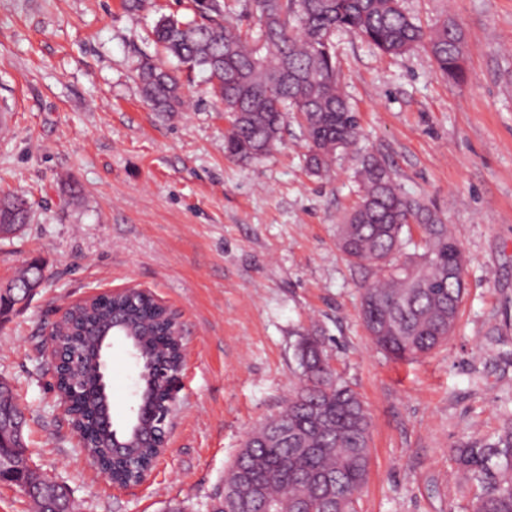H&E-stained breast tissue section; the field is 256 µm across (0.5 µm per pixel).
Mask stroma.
I'll list each match as a JSON object with an SVG mask.
<instances>
[{"label":"stroma","instance_id":"obj_1","mask_svg":"<svg viewBox=\"0 0 512 512\" xmlns=\"http://www.w3.org/2000/svg\"><path fill=\"white\" fill-rule=\"evenodd\" d=\"M188 5L145 0L130 14L121 0H0V196L30 205L28 223L0 236V285L34 262L44 273L0 316V376L27 418L33 469L66 484L76 512H205L243 440L293 394L296 344L314 328L372 420L358 512H470L453 450L512 417V0H403L423 24L462 25L460 83L424 51L390 56L336 34L360 140L325 179L307 172L293 117L260 160L227 158L228 122L202 73L181 76L185 111L144 102L136 62L160 58L155 22ZM366 155L437 209L466 258L454 334L413 361L374 346L359 317L371 272L336 246ZM129 286L180 314L187 355L165 453L120 488L79 448L46 340L64 306ZM137 379L114 347L115 424Z\"/></svg>","mask_w":512,"mask_h":512}]
</instances>
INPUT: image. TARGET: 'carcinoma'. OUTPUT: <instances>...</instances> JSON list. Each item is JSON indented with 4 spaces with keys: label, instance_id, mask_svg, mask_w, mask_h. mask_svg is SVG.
Here are the masks:
<instances>
[{
    "label": "carcinoma",
    "instance_id": "cac0c4a2",
    "mask_svg": "<svg viewBox=\"0 0 512 512\" xmlns=\"http://www.w3.org/2000/svg\"><path fill=\"white\" fill-rule=\"evenodd\" d=\"M253 17L258 32L244 30L224 16L220 0H191L192 17L163 16L154 26L156 43L189 70L207 75L211 93L224 104L229 128L225 155L236 161L257 160L280 140L288 113L299 119L308 149L306 165L319 177L327 175L337 153L353 148L360 123L339 85L331 38L338 30L355 34L386 54L422 49L443 77H462L467 45L455 21L425 29L408 16L399 0H238ZM136 73L153 110L172 114L185 106L182 83L175 70L143 58ZM362 195L338 225L336 245L351 263L376 269L365 285L360 317L374 345L396 360L430 354L454 333L460 317L466 263L448 225L423 200L405 194L389 165L376 157L361 161ZM28 206L17 195L0 197V219L6 224L28 222ZM417 224L425 240L419 257H401L404 227ZM27 301L22 288H0V306L10 310ZM120 317L145 335L144 387L156 384L157 409L164 401V380L153 378L160 365L181 360L171 338L167 310L139 294L116 295L101 305L76 307L52 329L63 348L93 334ZM296 356L301 368L295 395L266 420L265 435L247 441L224 477V493L212 498L208 512H235L227 492L258 495L278 512H294L301 496L318 478L331 480V490L312 501L313 512H355L370 465V415L358 394L322 366L325 352L317 334L300 337ZM93 388L96 377L66 367L58 384L74 378ZM26 423L6 380L0 381V436L15 442L8 430ZM73 426L84 434V445L102 472L127 485L152 465L159 449L139 448L126 459L112 457L99 433L96 403L78 409ZM26 443L0 447L11 465L3 473L21 475V486L35 512H70L67 488L30 468L20 467ZM459 474L473 489L472 512H512V420L492 440L464 441L453 449Z\"/></svg>",
    "mask_w": 512,
    "mask_h": 512
}]
</instances>
